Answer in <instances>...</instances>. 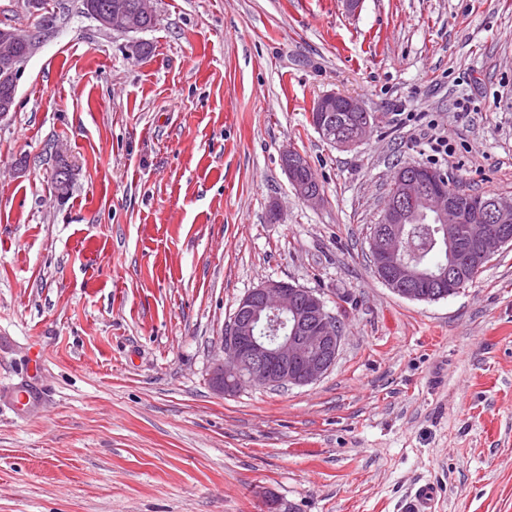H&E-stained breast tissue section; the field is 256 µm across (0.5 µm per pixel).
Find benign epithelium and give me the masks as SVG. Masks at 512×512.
<instances>
[{"mask_svg": "<svg viewBox=\"0 0 512 512\" xmlns=\"http://www.w3.org/2000/svg\"><path fill=\"white\" fill-rule=\"evenodd\" d=\"M101 26L120 34L144 29L134 16L119 5L112 13H95ZM32 43V35L0 27V71L20 73L25 60L19 47ZM316 129L327 141L351 148L361 143L370 128L368 112L353 97L326 92L313 103ZM337 112L339 123L327 113ZM305 157L295 150L282 152L281 162L289 181L298 184ZM399 194L386 199L381 223L369 239V253L377 276L395 293L412 300H439L460 289L458 279L465 259H452L436 278L448 282L450 291L427 293L418 288L422 274L408 256L406 218L418 208L437 223L432 245L448 251L460 250L463 232H469L474 247L473 261L492 258L512 243V199L495 196L478 199L463 210L448 199L438 172L415 167L401 179ZM341 342L336 320L326 310L320 294L284 281H266L239 302L232 321L221 337L223 349L233 360H218L212 372L213 387L232 393L244 385L265 388L305 386L318 381L335 363Z\"/></svg>", "mask_w": 512, "mask_h": 512, "instance_id": "obj_1", "label": "benign epithelium"}]
</instances>
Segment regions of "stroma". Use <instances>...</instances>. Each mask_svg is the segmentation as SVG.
Here are the masks:
<instances>
[{"mask_svg":"<svg viewBox=\"0 0 512 512\" xmlns=\"http://www.w3.org/2000/svg\"><path fill=\"white\" fill-rule=\"evenodd\" d=\"M152 3L117 34L81 0H0L38 38L0 120V512H401L426 482L434 512H512V246L437 301L368 247L401 164L512 198V0ZM329 91L374 118L355 148L310 121ZM267 280L320 293L336 361L219 393L224 330ZM306 158L295 150H284L281 156V162L285 173L288 175L289 181L297 187L298 185V174L301 169L305 166L304 160ZM294 187V186H293ZM296 191V190H295ZM296 193L304 200L309 202H316L321 199L320 191H313L310 189H298Z\"/></svg>","mask_w":512,"mask_h":512,"instance_id":"1","label":"stroma"}]
</instances>
